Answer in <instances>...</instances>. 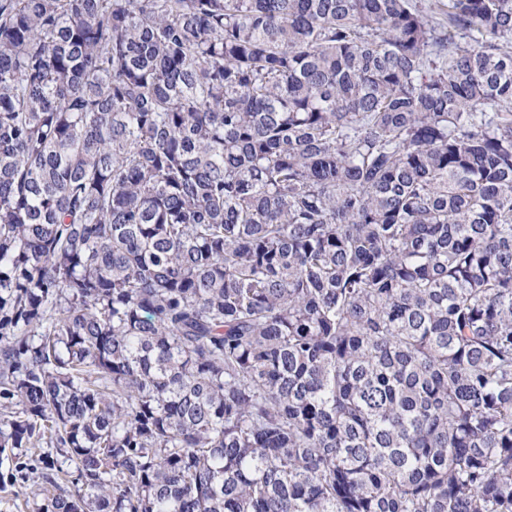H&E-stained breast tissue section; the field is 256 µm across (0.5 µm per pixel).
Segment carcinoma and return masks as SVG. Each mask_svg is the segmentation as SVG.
<instances>
[{"instance_id":"1","label":"carcinoma","mask_w":512,"mask_h":512,"mask_svg":"<svg viewBox=\"0 0 512 512\" xmlns=\"http://www.w3.org/2000/svg\"><path fill=\"white\" fill-rule=\"evenodd\" d=\"M4 463L512 512V0H0Z\"/></svg>"}]
</instances>
